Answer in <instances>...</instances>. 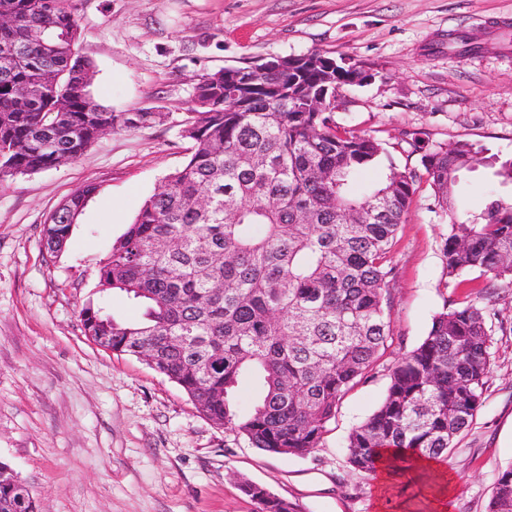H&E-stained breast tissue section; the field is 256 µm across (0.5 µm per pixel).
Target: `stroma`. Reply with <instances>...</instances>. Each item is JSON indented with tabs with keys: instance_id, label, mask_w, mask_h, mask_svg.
<instances>
[{
	"instance_id": "stroma-1",
	"label": "stroma",
	"mask_w": 512,
	"mask_h": 512,
	"mask_svg": "<svg viewBox=\"0 0 512 512\" xmlns=\"http://www.w3.org/2000/svg\"><path fill=\"white\" fill-rule=\"evenodd\" d=\"M78 51L95 67L91 92L115 112H159L134 131L101 136L74 163L0 180V460L39 512H256L247 479L301 512H436L433 476L351 473L347 437L380 405L387 366L427 335L460 292L445 282L448 218L420 187L392 249L393 342L371 376L341 401L318 448L281 456L208 420L143 359L96 346L81 327L98 299L101 261L144 200L180 168L185 119L201 75L247 62L319 52L368 71L341 90L336 119L391 143L393 162L420 169L402 130L430 143L473 144L451 208L479 213L512 198L485 163L512 157V0H72ZM458 33L467 48L449 44ZM97 187L66 244L46 255L42 226L76 188ZM129 322L143 309L107 292ZM493 309L482 403L444 465L446 512H487L512 467V285L478 297Z\"/></svg>"
}]
</instances>
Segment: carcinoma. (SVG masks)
<instances>
[{"label":"carcinoma","mask_w":512,"mask_h":512,"mask_svg":"<svg viewBox=\"0 0 512 512\" xmlns=\"http://www.w3.org/2000/svg\"><path fill=\"white\" fill-rule=\"evenodd\" d=\"M16 24L0 27V170L9 177L77 161L101 135L136 130L158 112H114L91 96L92 63L72 52L80 35L68 0H0ZM294 81L255 64L199 79L185 121L193 142L181 168L142 205L100 268L101 291L119 290L144 308L125 322L101 304L81 312L84 335L110 336V350L139 357L177 384L209 420L265 452L305 456L319 447L342 398L374 369L392 338L390 253L421 183L443 210L477 151L467 142L434 146L420 133L402 141L423 172L389 164L361 192L358 176L384 143L336 122V105L312 112L309 92L350 84L345 66H303ZM39 87L26 96L21 90ZM512 185V158L493 159ZM96 187L74 191L42 234L63 248ZM444 273L455 287L478 271L512 284V203L490 200L460 221L449 215ZM489 310L470 294L443 307L427 336L388 367L381 405L347 438L351 471L373 476L381 453L411 472L412 458L445 463L473 422L490 369ZM245 372L261 392L239 412L233 397ZM17 473L0 461V512H38ZM256 512L298 505L244 480ZM488 512H512V467L498 478Z\"/></svg>","instance_id":"1"}]
</instances>
